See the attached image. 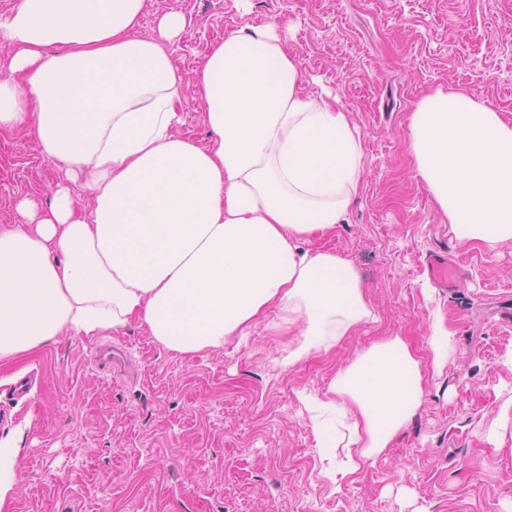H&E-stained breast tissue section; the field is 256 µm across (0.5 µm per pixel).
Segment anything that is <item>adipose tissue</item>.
<instances>
[{"instance_id": "1", "label": "adipose tissue", "mask_w": 512, "mask_h": 512, "mask_svg": "<svg viewBox=\"0 0 512 512\" xmlns=\"http://www.w3.org/2000/svg\"><path fill=\"white\" fill-rule=\"evenodd\" d=\"M146 0H20L0 17L15 55L0 79V131L33 124L44 158L87 175L28 224L0 229V364L62 333L97 336L131 320L168 349L223 347L272 310L300 338L288 364L330 352L373 317L352 264L312 248L362 184L363 144L336 100L309 96L276 26L230 35L195 75L205 124L182 136L181 80L162 15L138 36ZM418 175L464 244L512 240V123L476 95L436 90L410 117ZM309 394L318 448H338L342 480L416 413L420 362L398 336Z\"/></svg>"}]
</instances>
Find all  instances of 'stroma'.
<instances>
[{"label": "stroma", "mask_w": 512, "mask_h": 512, "mask_svg": "<svg viewBox=\"0 0 512 512\" xmlns=\"http://www.w3.org/2000/svg\"><path fill=\"white\" fill-rule=\"evenodd\" d=\"M189 25L166 48L182 79L180 133L211 139L194 72L214 44L277 24L310 95H331L364 148L366 176L345 219L317 247L359 273L372 320L330 353L286 366L297 342L271 311L247 336L182 354L141 322L67 334L0 368L34 373L5 403L0 444L21 463L0 512H512V241L464 245L418 177L408 149L417 103L435 90L476 94L512 121V0H146L138 35L160 17ZM63 173L31 128L0 133V229L47 209ZM460 268L435 285L427 259ZM453 350L434 370L435 326ZM398 336L421 361V403L387 448L333 485L301 392L329 393L339 370Z\"/></svg>", "instance_id": "obj_1"}]
</instances>
